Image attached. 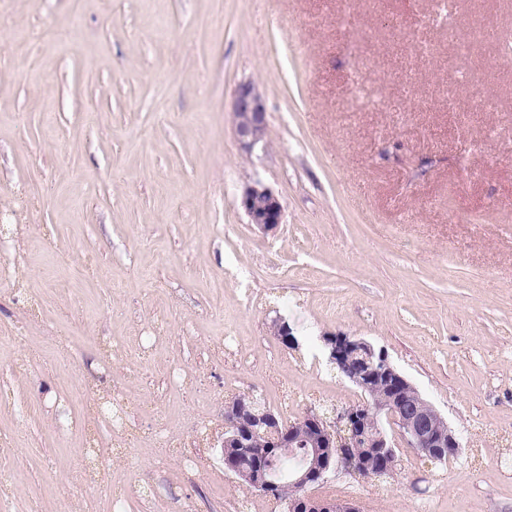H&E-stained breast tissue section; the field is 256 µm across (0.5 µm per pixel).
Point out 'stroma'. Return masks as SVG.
<instances>
[{
    "label": "stroma",
    "instance_id": "1",
    "mask_svg": "<svg viewBox=\"0 0 512 512\" xmlns=\"http://www.w3.org/2000/svg\"><path fill=\"white\" fill-rule=\"evenodd\" d=\"M485 21L512 35V0H0V512H283L225 470L224 411L361 402L329 333L384 350L461 448L399 439L394 476L312 495L512 512V55ZM111 391L131 434L87 414ZM235 132L239 148L251 156L266 147V109L261 94L251 81L238 85L233 102ZM240 204L250 224L261 229L271 230L282 222L283 207L278 196L259 179L243 189Z\"/></svg>",
    "mask_w": 512,
    "mask_h": 512
}]
</instances>
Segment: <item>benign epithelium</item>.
<instances>
[{
    "label": "benign epithelium",
    "mask_w": 512,
    "mask_h": 512,
    "mask_svg": "<svg viewBox=\"0 0 512 512\" xmlns=\"http://www.w3.org/2000/svg\"><path fill=\"white\" fill-rule=\"evenodd\" d=\"M235 132L241 152L247 156L266 147V109L261 94L251 81L238 85L233 102ZM241 207L250 223L264 230H271L282 223L283 207L272 188L257 179L247 185L241 194ZM329 360L342 364L356 354L363 355V361L370 372L354 370L348 374L349 381L370 398L362 406H349L336 410L332 419L317 412L304 417L318 432L317 443L312 450L296 462L286 466V474L302 495L293 505L298 512H358L351 502L335 499H317L304 494L315 485L327 483L332 474L343 469L357 472L363 467L360 449L374 448L384 458L386 470L392 472L397 466V456L390 442L385 424L396 426L398 435L424 458L443 462L457 455L460 442L456 433L448 426L446 419L436 408L419 398L421 409H413L407 401V393L417 389L388 360L385 353L376 351L372 345L360 339H346L339 334L324 337ZM378 379L387 395L377 396L371 381ZM226 412L236 417L233 425L251 429L256 425L271 426L274 417L270 413H255L237 397L227 406ZM225 468L238 474L251 487L272 495L279 486L281 473L267 471L244 473L230 462Z\"/></svg>",
    "instance_id": "obj_1"
}]
</instances>
